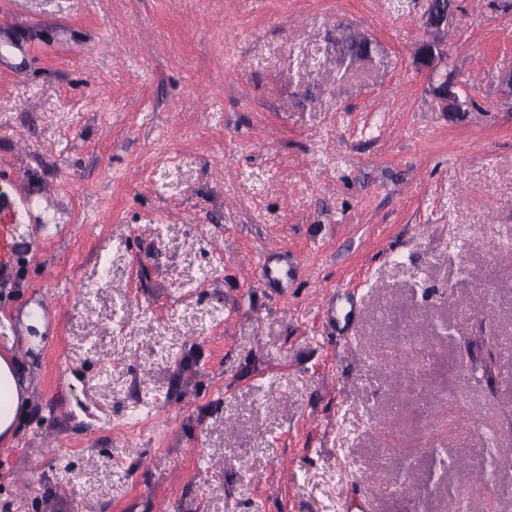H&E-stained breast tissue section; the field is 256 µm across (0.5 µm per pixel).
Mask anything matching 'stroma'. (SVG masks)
Instances as JSON below:
<instances>
[{"mask_svg": "<svg viewBox=\"0 0 512 512\" xmlns=\"http://www.w3.org/2000/svg\"><path fill=\"white\" fill-rule=\"evenodd\" d=\"M426 7L0 0V512H512V0H454L433 68ZM460 88L453 78L448 74L432 87V94L438 107L444 111L448 109L460 110L462 103L459 95ZM17 224L4 222L0 216V281L9 280L15 270V257L13 253V238ZM298 269V264H284L278 254H267L261 263L259 284L262 288L283 290L288 288ZM7 363L0 360V435L3 436L13 429L20 403L18 384Z\"/></svg>", "mask_w": 512, "mask_h": 512, "instance_id": "1", "label": "stroma"}]
</instances>
